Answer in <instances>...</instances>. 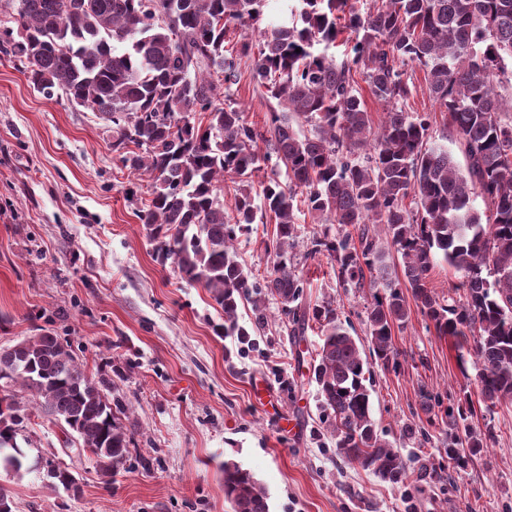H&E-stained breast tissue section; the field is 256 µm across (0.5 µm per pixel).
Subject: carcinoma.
Returning a JSON list of instances; mask_svg holds the SVG:
<instances>
[{
    "label": "carcinoma",
    "instance_id": "cac0c4a2",
    "mask_svg": "<svg viewBox=\"0 0 512 512\" xmlns=\"http://www.w3.org/2000/svg\"><path fill=\"white\" fill-rule=\"evenodd\" d=\"M13 25L0 50L18 61L35 91L66 98L111 123L124 168L150 179L138 210L156 259L200 285L224 312L218 332L241 351L257 349L266 297L291 334L317 330L310 365L322 422L336 453L411 496L409 468L371 415L369 360L399 366L394 332L407 323L408 290L439 336L471 357L488 414L512 403V0H298L291 20L266 21L267 0H7ZM255 32L225 48L229 25ZM348 31L341 60L318 50ZM301 52H296V49ZM256 87L276 101L258 129L231 99L243 60ZM419 68L448 121L465 164L430 141V114L406 109ZM386 106L379 127L356 76ZM204 121L196 120L197 113ZM271 175L253 194L261 165ZM285 170L286 181L278 176ZM237 186L224 209V180ZM482 200L484 211L476 208ZM306 208L336 233L314 234L307 255H325L343 284L373 290L364 349L334 302L313 307L296 267L297 213ZM268 215L272 270L259 281L236 243ZM382 226V246L372 225ZM461 275L459 298L429 287L438 260ZM252 304L254 320L240 322ZM0 468L34 471L18 439L31 416L61 426L64 447L90 454L111 477L147 465L121 422L128 407L112 381L80 362L72 344L44 332L0 346ZM469 399L446 413L448 467L463 468L494 438L468 425ZM71 493L70 467L42 474ZM224 498L233 512H269L265 488L224 462Z\"/></svg>",
    "mask_w": 512,
    "mask_h": 512
}]
</instances>
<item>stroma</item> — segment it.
<instances>
[{"label":"stroma","mask_w":512,"mask_h":512,"mask_svg":"<svg viewBox=\"0 0 512 512\" xmlns=\"http://www.w3.org/2000/svg\"><path fill=\"white\" fill-rule=\"evenodd\" d=\"M233 93L248 121L264 126L272 104L242 71ZM144 181L112 150L98 113L48 100L0 52V345L46 329L79 347L93 373L111 376L130 411L124 420L148 467L105 480L87 457L71 467L82 492L52 491L36 473L0 469L12 512H232L224 461L251 469L269 512H512V404L475 414L495 439L467 467L443 452L446 409L478 400L474 368H462L449 337L412 312L395 335L398 370L373 367L372 416L406 460L411 500L336 453L319 421L317 388L296 356L310 358L319 338L290 335L275 302L258 348L241 355L218 335L224 315L207 290L161 266L135 215ZM273 223L253 225L238 255L267 276L264 242ZM299 267L311 303L334 300L360 325L369 292L344 286L326 256L305 259L324 227L298 216ZM438 394L432 413L421 391ZM429 440H407L405 426Z\"/></svg>","instance_id":"stroma-1"}]
</instances>
